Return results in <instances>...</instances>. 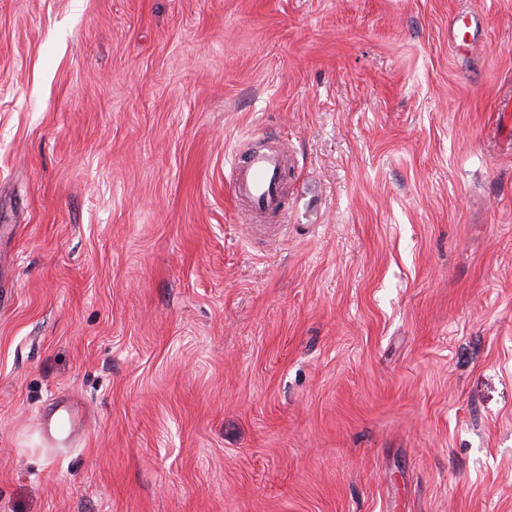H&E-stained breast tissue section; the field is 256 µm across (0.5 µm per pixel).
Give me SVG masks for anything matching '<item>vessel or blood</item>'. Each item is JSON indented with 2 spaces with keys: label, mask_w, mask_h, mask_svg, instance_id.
<instances>
[{
  "label": "vessel or blood",
  "mask_w": 512,
  "mask_h": 512,
  "mask_svg": "<svg viewBox=\"0 0 512 512\" xmlns=\"http://www.w3.org/2000/svg\"><path fill=\"white\" fill-rule=\"evenodd\" d=\"M289 158L279 147L250 146L237 156L230 177L232 198L248 213H282V184Z\"/></svg>",
  "instance_id": "obj_1"
}]
</instances>
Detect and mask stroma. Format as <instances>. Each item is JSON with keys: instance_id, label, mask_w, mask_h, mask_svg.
I'll return each instance as SVG.
<instances>
[{"instance_id": "35a3bbf8", "label": "stroma", "mask_w": 512, "mask_h": 512, "mask_svg": "<svg viewBox=\"0 0 512 512\" xmlns=\"http://www.w3.org/2000/svg\"><path fill=\"white\" fill-rule=\"evenodd\" d=\"M506 93L512 0H0V512H512ZM288 163V153L276 146L243 149L231 172L232 198L245 206L249 214H281L284 211L282 184Z\"/></svg>"}]
</instances>
